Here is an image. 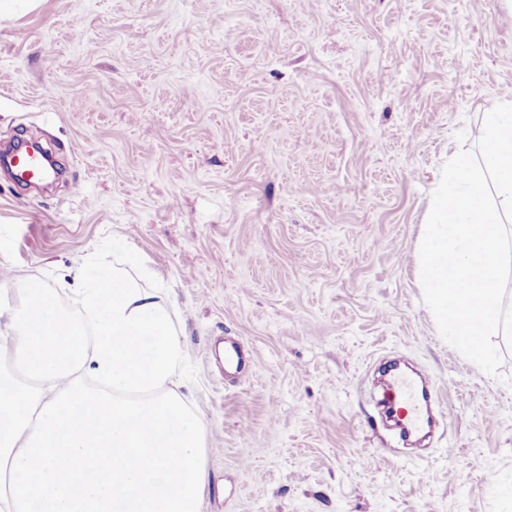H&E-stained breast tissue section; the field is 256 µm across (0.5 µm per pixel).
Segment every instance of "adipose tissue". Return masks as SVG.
Wrapping results in <instances>:
<instances>
[{
  "instance_id": "1",
  "label": "adipose tissue",
  "mask_w": 512,
  "mask_h": 512,
  "mask_svg": "<svg viewBox=\"0 0 512 512\" xmlns=\"http://www.w3.org/2000/svg\"><path fill=\"white\" fill-rule=\"evenodd\" d=\"M126 264L77 274L88 345L32 283L0 289V351L37 379L0 376V512H199L204 427L177 393L184 353L162 289Z\"/></svg>"
}]
</instances>
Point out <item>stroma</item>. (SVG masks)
<instances>
[{"label": "stroma", "instance_id": "stroma-1", "mask_svg": "<svg viewBox=\"0 0 512 512\" xmlns=\"http://www.w3.org/2000/svg\"><path fill=\"white\" fill-rule=\"evenodd\" d=\"M510 93L504 0H11L0 145L62 173L0 172V281L71 309L81 264L157 274L200 512H512V349L498 380L446 343L415 257L443 164ZM227 336L256 352L236 380ZM394 357L437 387L429 448L378 417Z\"/></svg>", "mask_w": 512, "mask_h": 512}]
</instances>
